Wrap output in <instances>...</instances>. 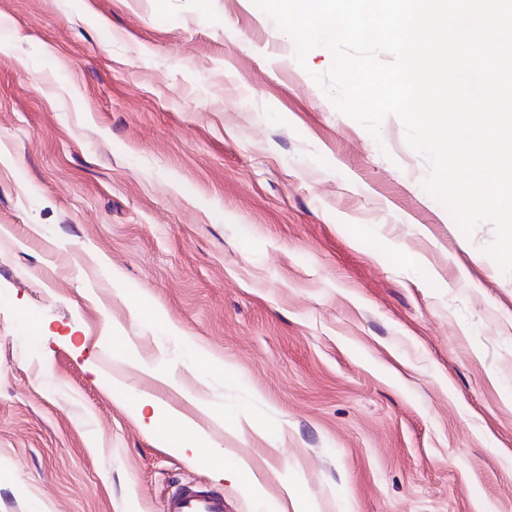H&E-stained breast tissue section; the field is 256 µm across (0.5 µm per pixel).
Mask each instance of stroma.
I'll use <instances>...</instances> for the list:
<instances>
[{
    "mask_svg": "<svg viewBox=\"0 0 512 512\" xmlns=\"http://www.w3.org/2000/svg\"><path fill=\"white\" fill-rule=\"evenodd\" d=\"M295 50L252 0H0V512H512L494 228ZM168 433L172 447L177 448L182 454H187L188 452L194 454L197 448H199L198 441L186 434L175 420H170ZM212 472L216 479H231L237 482H246L245 486H252L254 484L248 478L249 468L246 464L240 463L237 465H226L224 458L220 454L214 453ZM224 496L213 491L183 485L164 502L163 512H224Z\"/></svg>",
    "mask_w": 512,
    "mask_h": 512,
    "instance_id": "1",
    "label": "stroma"
}]
</instances>
